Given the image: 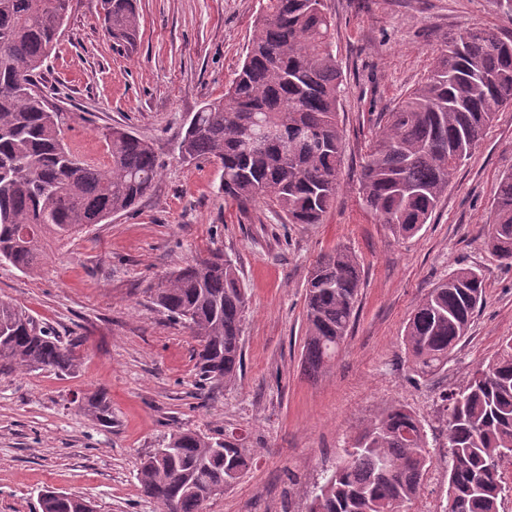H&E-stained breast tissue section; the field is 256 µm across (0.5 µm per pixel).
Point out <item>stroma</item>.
Wrapping results in <instances>:
<instances>
[{
  "label": "stroma",
  "instance_id": "stroma-1",
  "mask_svg": "<svg viewBox=\"0 0 512 512\" xmlns=\"http://www.w3.org/2000/svg\"><path fill=\"white\" fill-rule=\"evenodd\" d=\"M134 45L113 44L96 0H70L65 30L40 78L63 109L65 137L105 160V128L152 144L163 170L133 211L49 249L41 270L0 264V298L79 338L77 372H0V512H36L42 489L88 498L97 512H157L136 478L141 456L176 429L226 432L253 451L247 473L205 512H308L311 493L384 408L403 404L424 425L431 466L407 512H442L448 492L444 397L466 385L512 336V268L484 241L497 178L512 170V106L498 112L412 237L395 236L363 205L358 178L391 111L430 70L449 32L473 25L512 37L497 0H323L347 90L339 112L343 162L319 224H284L264 203L241 209L220 173L176 145L194 112L223 96L242 64L261 0H136ZM346 247L361 272L357 313L338 356L309 374L303 358L308 272ZM215 252L235 262L248 295L242 370L201 396L196 341L153 305L166 273ZM479 269L486 303L443 370L414 374L404 328L433 284ZM105 393L112 424L88 417Z\"/></svg>",
  "mask_w": 512,
  "mask_h": 512
}]
</instances>
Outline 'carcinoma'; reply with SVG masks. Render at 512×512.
Returning <instances> with one entry per match:
<instances>
[{
	"label": "carcinoma",
	"instance_id": "cac0c4a2",
	"mask_svg": "<svg viewBox=\"0 0 512 512\" xmlns=\"http://www.w3.org/2000/svg\"><path fill=\"white\" fill-rule=\"evenodd\" d=\"M318 0H265L264 15L224 96L194 113L178 143L185 160L220 171L219 190L239 204L263 201L286 224H319L342 163L338 116L345 84L331 17ZM70 0H0V262L23 273L47 247L107 223L150 194L162 164L152 145L124 128L103 132L108 161L83 158L66 141L64 112L46 104L36 79L67 24ZM108 37L133 44L135 0H100ZM468 39L464 51L459 41ZM512 104V38L480 26L448 35L424 81L381 118L359 180L364 204L392 232L415 235L462 162ZM485 242L512 267V172L497 182ZM360 288L346 247L321 254L307 277L305 364L318 372L344 345ZM153 303L198 339L201 389L233 384L241 369L246 289L232 260L194 259L150 288ZM485 298L476 268L460 266L429 289L404 329L415 373L448 364ZM71 343L25 308L0 299V370L78 369ZM447 504L443 512H499V464L512 451V337L445 396ZM85 413L112 424L103 393ZM427 432L405 405L372 419L314 492L309 512H402L419 494L430 457ZM251 462L234 437L173 431L141 459L137 479L160 512H201L211 488H230ZM40 512H94L89 500L45 490Z\"/></svg>",
	"mask_w": 512,
	"mask_h": 512
}]
</instances>
